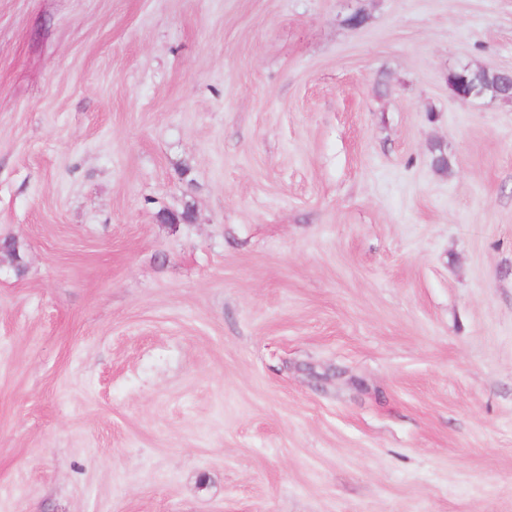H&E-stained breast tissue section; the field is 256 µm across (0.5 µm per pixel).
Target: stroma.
Returning <instances> with one entry per match:
<instances>
[{"label": "stroma", "instance_id": "35a3bbf8", "mask_svg": "<svg viewBox=\"0 0 512 512\" xmlns=\"http://www.w3.org/2000/svg\"><path fill=\"white\" fill-rule=\"evenodd\" d=\"M466 64L512 0H0V512H512Z\"/></svg>", "mask_w": 512, "mask_h": 512}]
</instances>
